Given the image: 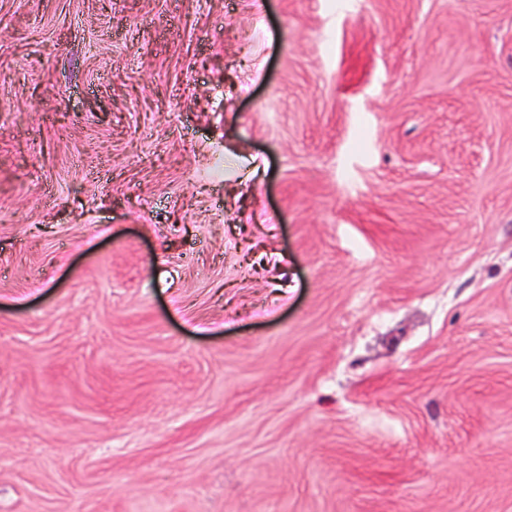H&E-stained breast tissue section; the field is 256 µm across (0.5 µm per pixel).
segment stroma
Instances as JSON below:
<instances>
[{"label": "stroma", "mask_w": 512, "mask_h": 512, "mask_svg": "<svg viewBox=\"0 0 512 512\" xmlns=\"http://www.w3.org/2000/svg\"><path fill=\"white\" fill-rule=\"evenodd\" d=\"M0 512H512V0H0Z\"/></svg>", "instance_id": "1"}]
</instances>
